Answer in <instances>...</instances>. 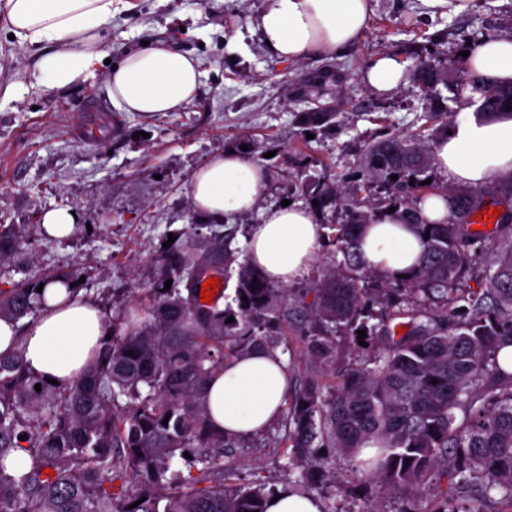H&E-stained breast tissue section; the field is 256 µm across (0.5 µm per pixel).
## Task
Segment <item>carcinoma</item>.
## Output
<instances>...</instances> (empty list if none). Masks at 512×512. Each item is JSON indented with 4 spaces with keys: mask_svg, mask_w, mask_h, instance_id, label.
I'll use <instances>...</instances> for the list:
<instances>
[{
    "mask_svg": "<svg viewBox=\"0 0 512 512\" xmlns=\"http://www.w3.org/2000/svg\"><path fill=\"white\" fill-rule=\"evenodd\" d=\"M417 76L424 98L439 99L445 74L424 63ZM468 88L480 94L482 119L512 118L504 110L512 85L471 77L461 84ZM332 116L314 108L302 113V125ZM432 164L421 135H391L363 150L360 172L383 187L387 206L415 221L416 195L435 189L425 183ZM498 188L506 211L492 230L463 222L487 207L485 192L455 198L448 221L421 225L430 237L417 266L396 280L364 267L359 241L376 212L358 209V187H316L317 207L343 205L346 219L329 225L330 269L306 289L313 294L307 306L251 265L248 250L228 249L236 230L212 224L205 237L185 232L179 247L162 253L157 286L112 319L85 376L55 386L30 374L21 348L0 353V512H265L274 489L224 486V449L240 438L212 428L204 386L225 363L275 350L273 335L296 323L315 375L283 410L294 448L288 468L300 469L295 488L311 492L313 475L337 451L348 458L349 475L380 494L438 490L441 476L466 472L483 498L499 497L498 512H512V373L497 358L512 344V179ZM23 238L22 227L1 224L0 261L19 258ZM487 240L496 242L495 270L473 292L461 287L476 261L470 249ZM234 265L232 301L201 304V280L224 277ZM77 279L43 272L0 289V319L36 315L38 286ZM339 332L368 346L359 363L335 372L331 387L320 376L334 362ZM17 451L31 460L19 477L11 470ZM180 460L186 475L176 469ZM407 512L459 510L435 493L429 506Z\"/></svg>",
    "mask_w": 512,
    "mask_h": 512,
    "instance_id": "1",
    "label": "carcinoma"
}]
</instances>
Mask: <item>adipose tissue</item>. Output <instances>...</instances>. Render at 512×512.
I'll return each mask as SVG.
<instances>
[{"mask_svg": "<svg viewBox=\"0 0 512 512\" xmlns=\"http://www.w3.org/2000/svg\"><path fill=\"white\" fill-rule=\"evenodd\" d=\"M113 0H0L10 33L34 50L32 78L44 91H62L86 82L105 58L100 45L112 23ZM373 0H266L255 25L269 51L301 62L345 52L366 35ZM478 78L512 83V39L480 42L467 57ZM201 72L191 53L148 43L107 74V90L119 109L144 114L176 112L198 92ZM404 73L396 58H376L363 74L382 97L393 94ZM433 154L440 173L459 190L512 177V119L483 122L458 115L450 135ZM268 185L265 168L234 149L212 155L191 177L194 208L216 221L256 208ZM323 229L302 204L262 210L249 236V257L264 276L280 284L300 278L312 264ZM366 268L399 279L410 275L422 251L419 229L398 214L381 210L367 225L360 244ZM41 311L19 322L0 319V353L21 343L30 372L57 383L76 380L92 351L110 331L99 305L58 282L44 284ZM291 386L278 353L259 351L235 360L205 384L208 413L220 431L249 435L264 429L280 412Z\"/></svg>", "mask_w": 512, "mask_h": 512, "instance_id": "obj_1", "label": "adipose tissue"}]
</instances>
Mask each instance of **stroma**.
Instances as JSON below:
<instances>
[{"label":"stroma","instance_id":"obj_1","mask_svg":"<svg viewBox=\"0 0 512 512\" xmlns=\"http://www.w3.org/2000/svg\"><path fill=\"white\" fill-rule=\"evenodd\" d=\"M264 0H118L102 49L111 62L146 41L191 52L199 61L196 98L177 112L144 116L119 111L106 89V67L81 86L43 92L32 83L35 56L10 40L0 22V225L26 228L22 251L33 269L84 276V296L105 315L146 296L157 282L169 234L206 223L189 196L192 172L211 155L245 148L263 162L269 186L257 210L236 216L258 223L260 209L288 199L311 204L315 186L359 167L364 148L386 134L443 138L461 111L456 84L468 76L462 57L485 37H512V0H471L460 15L433 14L422 0H375L367 35L346 53L289 62L272 55L255 28ZM390 55L404 67V83L380 97L361 78L374 58ZM429 60L448 70L441 105L431 118L419 95L417 69ZM105 108L111 133L87 146L69 135L90 101ZM340 101L331 125L306 136L301 112ZM68 208L79 217L66 238L44 236L45 211ZM292 448L282 419L224 453V482L289 481ZM336 458L314 491L333 512H407L412 498L377 494L345 476Z\"/></svg>","mask_w":512,"mask_h":512}]
</instances>
